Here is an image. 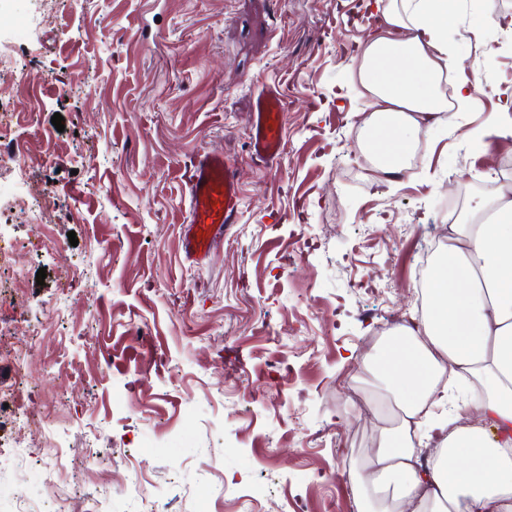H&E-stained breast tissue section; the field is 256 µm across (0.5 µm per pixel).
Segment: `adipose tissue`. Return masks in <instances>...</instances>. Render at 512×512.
<instances>
[{
    "mask_svg": "<svg viewBox=\"0 0 512 512\" xmlns=\"http://www.w3.org/2000/svg\"><path fill=\"white\" fill-rule=\"evenodd\" d=\"M452 4L387 0L361 45L375 109L359 149L384 183L408 176L449 99L466 105L483 88L477 76L452 98L442 86L462 67ZM488 205L487 222L449 226L419 327L375 346L392 434L349 477L358 512H512V187L493 188Z\"/></svg>",
    "mask_w": 512,
    "mask_h": 512,
    "instance_id": "ef3b65f1",
    "label": "adipose tissue"
}]
</instances>
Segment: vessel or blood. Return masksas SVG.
<instances>
[{
    "label": "vessel or blood",
    "mask_w": 512,
    "mask_h": 512,
    "mask_svg": "<svg viewBox=\"0 0 512 512\" xmlns=\"http://www.w3.org/2000/svg\"><path fill=\"white\" fill-rule=\"evenodd\" d=\"M282 99L278 89L258 94L248 130L249 144L258 157L275 159L283 142L281 135ZM188 219L182 227V247L186 258L203 259L224 237L239 209L236 174L219 154L196 159L184 182Z\"/></svg>",
    "instance_id": "obj_1"
}]
</instances>
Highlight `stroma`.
I'll return each mask as SVG.
<instances>
[{
    "instance_id": "35a3bbf8",
    "label": "stroma",
    "mask_w": 512,
    "mask_h": 512,
    "mask_svg": "<svg viewBox=\"0 0 512 512\" xmlns=\"http://www.w3.org/2000/svg\"><path fill=\"white\" fill-rule=\"evenodd\" d=\"M368 2L0 0V91L24 111L0 136V236L24 271L0 308V389L57 420L48 436L0 415V487L23 471L44 512L62 497L80 512H357L347 473L383 425L348 389L376 396L366 355L389 319L418 318L427 251L512 185V150L472 151L444 124L397 186L368 169ZM455 13L452 80L485 84L472 128L512 109V52L484 68L512 0L492 20L474 0ZM265 86L283 96L269 162L247 135ZM206 152L234 163L241 205L197 264L182 179ZM50 184L46 207L20 210L16 194ZM58 242L82 284L65 301ZM52 443L76 454L49 483Z\"/></svg>"
}]
</instances>
